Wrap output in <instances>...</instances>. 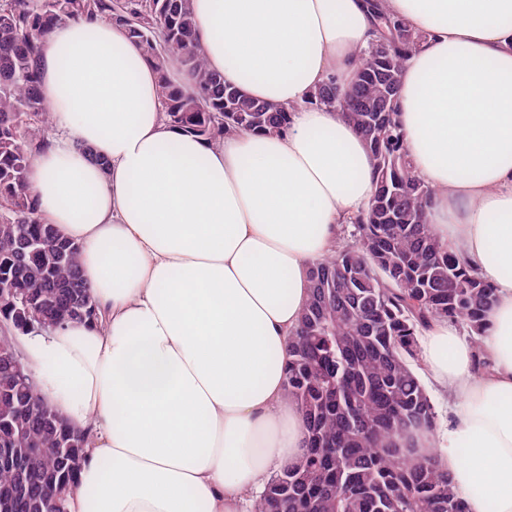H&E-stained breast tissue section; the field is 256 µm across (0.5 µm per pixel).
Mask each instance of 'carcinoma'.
Masks as SVG:
<instances>
[{"label": "carcinoma", "mask_w": 512, "mask_h": 512, "mask_svg": "<svg viewBox=\"0 0 512 512\" xmlns=\"http://www.w3.org/2000/svg\"><path fill=\"white\" fill-rule=\"evenodd\" d=\"M380 33L361 54L357 80L339 100L332 83L319 103L345 114L375 161L376 190L353 218L354 240L313 264L310 293L288 343L286 390L301 408L309 449L268 484L255 512H467L448 473L432 458H412L404 441L432 429L435 410L417 371V336L445 318L481 335L495 290L469 271L429 224L431 190L413 173L396 120L399 79L423 33L373 5ZM125 26L160 72L179 65L194 84L186 95L164 81L171 123L209 139L275 133L288 108L253 100L224 84L196 50L192 0H0V289L28 288L38 310L77 322L90 301L80 247L38 217L29 154L49 143L54 119L39 86L38 65L53 29L78 20ZM16 347L0 338V437L26 458L37 478L22 492L15 468L0 464V499L12 512H55L61 480L80 470L63 448L84 447L69 424L16 415L21 401L44 400L30 381L18 385Z\"/></svg>", "instance_id": "cac0c4a2"}]
</instances>
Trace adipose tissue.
Instances as JSON below:
<instances>
[{
	"instance_id": "1",
	"label": "adipose tissue",
	"mask_w": 512,
	"mask_h": 512,
	"mask_svg": "<svg viewBox=\"0 0 512 512\" xmlns=\"http://www.w3.org/2000/svg\"><path fill=\"white\" fill-rule=\"evenodd\" d=\"M368 3L192 0L209 67L288 107L271 135L208 141L168 122L160 74L125 27L70 22L46 41L40 90L63 135L31 152L29 180L41 219L80 247L96 316L20 341L39 392L85 438L68 512H251L304 455L288 338L311 264L374 192L362 137L314 93L354 81ZM384 3L426 34L398 103L433 191L427 222L496 289L479 340L442 319L418 336L448 411L416 453L468 512H512V0Z\"/></svg>"
}]
</instances>
